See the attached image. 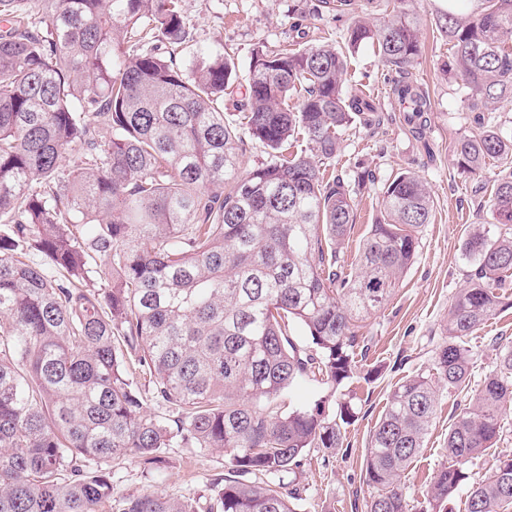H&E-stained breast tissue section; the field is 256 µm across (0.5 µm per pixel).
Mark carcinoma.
Wrapping results in <instances>:
<instances>
[{
    "instance_id": "cac0c4a2",
    "label": "carcinoma",
    "mask_w": 512,
    "mask_h": 512,
    "mask_svg": "<svg viewBox=\"0 0 512 512\" xmlns=\"http://www.w3.org/2000/svg\"><path fill=\"white\" fill-rule=\"evenodd\" d=\"M404 2L386 0L393 19L376 27L356 0H336L351 14L341 46L253 49L236 114L224 111L239 79L231 54L188 73L176 63L190 39L181 0H0V512H299L285 478L341 432L321 404L283 411L279 399L304 376L334 389L350 376L361 323L389 301L432 217L420 178L394 176L344 273L369 173L346 183L326 168L340 131L372 111L344 86L348 55L377 47L401 73L407 123L427 122ZM442 30L472 109L512 100V0L450 12ZM477 125L454 145L458 164L503 167L492 206L512 224V131ZM250 141L268 156L245 168ZM464 251L475 270L448 309L435 373L393 386L366 448L367 512H410L399 477L425 446L436 384L469 390L466 338L502 306L512 233L474 225ZM292 321L315 352L290 338ZM511 405L506 345L448 426V465L423 512H448L465 486L467 512H512L511 456L472 485L468 472ZM180 447L224 456L229 475L196 499L113 494L112 461L151 472Z\"/></svg>"
}]
</instances>
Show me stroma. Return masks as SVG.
Segmentation results:
<instances>
[{"label":"stroma","instance_id":"1","mask_svg":"<svg viewBox=\"0 0 512 512\" xmlns=\"http://www.w3.org/2000/svg\"><path fill=\"white\" fill-rule=\"evenodd\" d=\"M181 5L190 40L177 63L187 70L224 45L234 49L244 72L254 48H294L328 38L339 41L349 25L348 16L336 14L322 0H182ZM410 8L421 51L409 75L431 103L422 135L410 132L394 102L395 69L385 66L369 46L348 61L346 87L367 95L380 124L369 128L357 121L344 129L341 154L332 165L334 175L346 180L358 168L374 177L354 199L355 225L343 247L345 264H352L358 255L380 213L383 186L396 173L410 170L425 182L434 201L433 216L419 230L417 258L393 297L360 329L366 352L350 378L332 392L323 382L306 377L283 396L289 409L310 407L321 399L329 415H338L345 403L353 410L341 425L343 445L335 455L323 448L307 450L298 475L303 489L300 512H366L372 490L365 482L363 460L370 434L390 389L434 364L451 300L473 269L462 249V237L474 224L495 233L501 230L493 216L492 171L463 174L453 153L456 141L474 132L475 124L467 91L448 69L451 50L440 29L446 11L439 0H412ZM501 293L504 307L468 338L475 384L495 368L498 347L512 342V278ZM467 402L465 394L439 387L437 415L426 444L401 476L411 505H422L433 473L447 465L449 420ZM110 467L118 495L159 492L192 498L225 474L223 458L196 448L167 449L164 465L150 476L130 459L116 460Z\"/></svg>","mask_w":512,"mask_h":512}]
</instances>
